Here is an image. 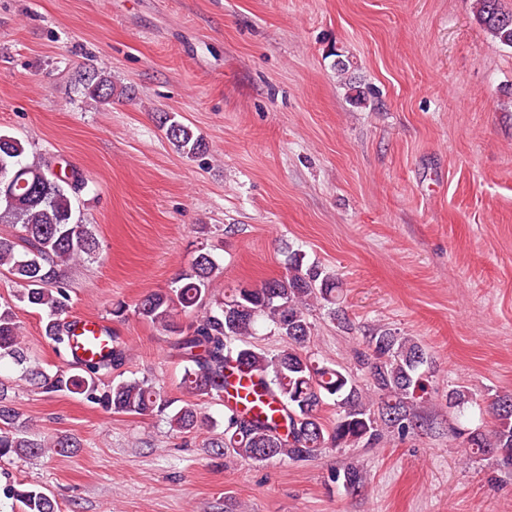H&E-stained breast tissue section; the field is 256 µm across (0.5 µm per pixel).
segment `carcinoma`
<instances>
[{
	"mask_svg": "<svg viewBox=\"0 0 512 512\" xmlns=\"http://www.w3.org/2000/svg\"><path fill=\"white\" fill-rule=\"evenodd\" d=\"M474 17L500 44L512 48V10L501 0H474ZM84 97L106 105L128 88L117 86L103 71L80 78ZM159 126L175 151L186 157L207 151L204 138L168 112L158 113ZM81 177L62 178L45 161L29 159L15 137L0 132V224L20 225L22 249L9 239H0V272L21 284L16 300L46 312L44 336L56 351L70 349L67 320L69 296L61 267L89 257L99 242L87 224L73 219V197L80 191ZM219 265L211 252L199 249L188 269L166 291H152L135 305L143 320L172 335L171 357L184 363L182 386L196 399L224 396L227 378L234 375L256 379L259 396H270L278 407L265 415L224 410V434L214 447L224 457L263 463L277 459L303 461L326 448H350L360 443L378 445L391 434L406 438L414 433L421 414L415 394L423 389L419 369L427 362L422 346L410 336L384 329L366 342L367 351L357 356L368 370L373 396H367L345 369L320 363L305 351L311 336L310 307L318 302L338 313L336 277L319 266L304 264L293 253L285 273L259 286L235 288L223 299L213 298L212 282ZM216 305L206 315L184 326L179 316ZM271 323L288 345L277 352L257 350L248 341L258 321ZM10 358L22 367L30 386L46 394H78L106 413L163 415L178 434L196 432L203 424L197 404L185 403L167 413L169 400L146 380L113 383L103 377L125 365V344L112 335V351L106 360H77L48 373L31 364L22 345L20 325L13 304L0 303V359ZM338 409L329 427L320 415L325 400ZM476 397L465 389L448 391V405L464 408ZM493 423L457 433L471 457H489L503 467L512 466V393L504 392L491 402ZM75 447L68 436L49 439L34 431L22 418L0 382V459L11 456L65 453ZM334 481L347 491L366 482L360 467L350 465L336 473ZM3 494L23 506V512H58L55 500L38 488L23 483L8 484Z\"/></svg>",
	"mask_w": 512,
	"mask_h": 512,
	"instance_id": "carcinoma-1",
	"label": "carcinoma"
}]
</instances>
